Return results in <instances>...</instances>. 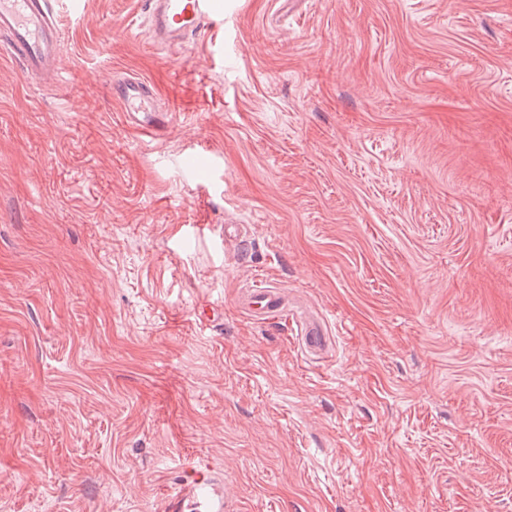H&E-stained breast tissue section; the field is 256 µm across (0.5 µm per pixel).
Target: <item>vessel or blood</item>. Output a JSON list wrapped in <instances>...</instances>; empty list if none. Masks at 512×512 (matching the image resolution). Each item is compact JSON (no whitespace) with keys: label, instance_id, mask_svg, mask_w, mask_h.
I'll return each instance as SVG.
<instances>
[{"label":"vessel or blood","instance_id":"b4317fda","mask_svg":"<svg viewBox=\"0 0 512 512\" xmlns=\"http://www.w3.org/2000/svg\"><path fill=\"white\" fill-rule=\"evenodd\" d=\"M55 0H0V52L7 54L29 79L53 84L60 65L62 35ZM153 36L171 45L193 37H205L224 27V0H150ZM109 92L126 122L151 134L166 123V113L156 102L150 82L125 78L113 82ZM249 311L273 318L287 304L278 289L259 287L248 295ZM302 343L314 353L324 343V328L317 322H301ZM219 472L207 458L196 457L184 467L174 492L165 494L158 512H226L227 503L216 490Z\"/></svg>","mask_w":512,"mask_h":512}]
</instances>
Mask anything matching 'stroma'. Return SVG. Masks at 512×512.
Here are the masks:
<instances>
[{"mask_svg": "<svg viewBox=\"0 0 512 512\" xmlns=\"http://www.w3.org/2000/svg\"><path fill=\"white\" fill-rule=\"evenodd\" d=\"M230 3L160 48L56 0L53 88L0 56V512H152L196 456L231 512H512V0ZM109 92L120 104L129 125L146 134L165 127L167 113L156 103L154 87L150 82L124 78L113 82ZM246 305L249 311L264 319L276 317L286 311L287 304L276 288H253L248 295ZM300 336L306 351L316 353L324 343V328L316 321L299 322Z\"/></svg>", "mask_w": 512, "mask_h": 512, "instance_id": "1", "label": "stroma"}]
</instances>
